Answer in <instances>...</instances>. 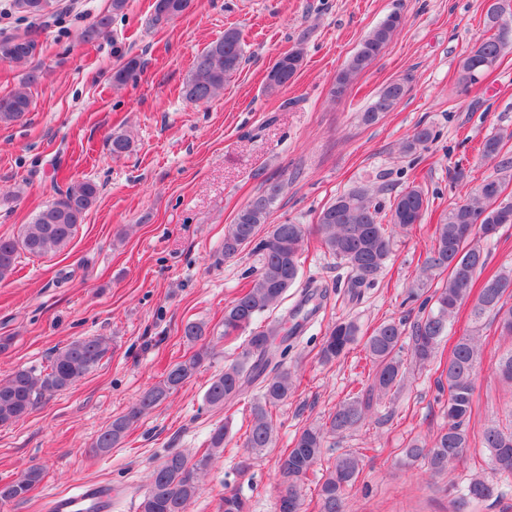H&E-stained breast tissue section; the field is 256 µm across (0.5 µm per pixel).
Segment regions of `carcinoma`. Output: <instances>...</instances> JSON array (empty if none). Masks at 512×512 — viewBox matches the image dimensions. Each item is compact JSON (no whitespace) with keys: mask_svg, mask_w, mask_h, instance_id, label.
Here are the masks:
<instances>
[{"mask_svg":"<svg viewBox=\"0 0 512 512\" xmlns=\"http://www.w3.org/2000/svg\"><path fill=\"white\" fill-rule=\"evenodd\" d=\"M192 0H161L154 6V21L160 23L188 11ZM112 16H99L81 33L90 42L106 35ZM485 24L495 33L480 43L479 54L461 60L460 83H474L471 69L492 71L512 51V5L507 0H491ZM403 25L401 14L394 12L374 27L362 40L345 66L336 75L333 94L342 93L356 76L367 70L382 54ZM304 58L297 47L279 57V75H266L265 91L277 94L298 73ZM244 47L241 34L234 28L224 30V37L212 42L194 60L182 95L193 103H209L224 94V85L242 67ZM140 61L133 57L113 73V83L124 85L134 79ZM407 92L406 82H391L377 93L360 113L365 125L376 123L383 112L392 111ZM31 110L27 91L16 90L0 97V126L21 122ZM432 128L418 126L401 144L406 155L416 153L433 141ZM506 145L504 137L494 134L482 143V155L496 159ZM109 150L115 157L131 151V140L123 133L109 138ZM512 179L509 165L500 164V173L492 177L493 195L483 196L472 190L467 199L441 214L417 278L407 288V299L421 301L422 315L408 327L394 319L384 320L360 339V327L351 320H336L323 336L318 351L325 363L346 357L354 345L363 342L369 360L367 380L353 397L338 405L326 421L305 426L294 436L291 447L284 449L277 461L280 491L276 512H303L298 493L300 482L320 461L332 437H341L363 424L374 407L389 394L404 386L408 367L400 357L404 340H409L412 362L424 367L441 356V346L449 335V326L460 307L467 303L475 276L487 261L480 242L493 238L505 224H512V201L504 197L506 182ZM284 185L269 184L265 190L240 209L224 233V258L230 259L246 249L260 257V266L251 274L246 288L224 306V339L235 340L246 332L242 351L224 371L210 379L204 400L210 407L224 410V421L210 431L205 451L190 457L170 451L154 467L147 491L138 504L139 512H185L187 503L200 496L201 477L232 440L229 412L244 395L255 392L249 407V420L242 434V447L257 454L272 446L275 424L273 410L288 400L298 388L294 372L285 366L294 339L302 330L298 320L302 308L319 296L317 289L305 287L301 299L279 316L259 320L265 312L281 306L289 288L300 278L302 255L308 229L303 224H270L268 219ZM99 185L92 180H76L65 192L43 206L18 234L0 237V282L10 278L21 255L41 257L66 250L80 224L97 201ZM381 190L357 187L337 196L323 207L314 231L322 248L351 270L350 288L355 289L373 279L386 265L393 250V235L422 223L429 197L422 187H405L384 202ZM512 294V275H497L484 283L471 306L470 316L479 322L487 314L498 320L501 331L512 335V306L506 297ZM183 338L194 348L185 360L175 363L164 379L147 389L126 412L114 417L97 436L90 453L107 455L118 447L132 426L170 393L188 382L200 366L215 354L208 341L206 326L189 322ZM109 352L102 336L73 340L55 350L50 363L42 370L18 368L0 379V425L26 417L39 399L67 390L95 370ZM482 343L479 336L457 337L437 377L439 389H448L444 413L448 423L432 442L414 438L402 449L407 461L424 462L433 475L460 460L469 447L468 426L474 410V397ZM484 448L489 453L490 476L479 474L460 490L459 499L485 500L494 495L496 485L512 481V425L498 423L482 429ZM363 473V457L358 453L337 455L318 480L319 512H344L345 500ZM44 469L33 465L17 478L0 483V504L25 500L43 481Z\"/></svg>","mask_w":512,"mask_h":512,"instance_id":"cac0c4a2","label":"carcinoma"}]
</instances>
